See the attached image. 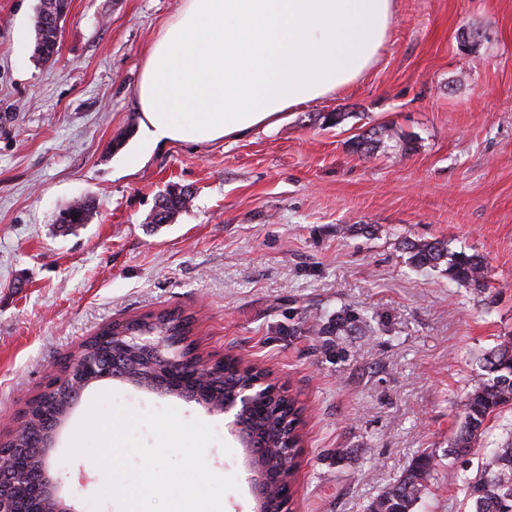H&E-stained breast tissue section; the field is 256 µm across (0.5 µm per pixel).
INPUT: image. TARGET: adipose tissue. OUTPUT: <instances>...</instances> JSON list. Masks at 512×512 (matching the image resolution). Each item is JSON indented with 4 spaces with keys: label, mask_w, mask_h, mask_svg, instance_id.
<instances>
[{
    "label": "adipose tissue",
    "mask_w": 512,
    "mask_h": 512,
    "mask_svg": "<svg viewBox=\"0 0 512 512\" xmlns=\"http://www.w3.org/2000/svg\"><path fill=\"white\" fill-rule=\"evenodd\" d=\"M396 0H182L138 83L144 146L208 143L276 126L376 62Z\"/></svg>",
    "instance_id": "ef3b65f1"
}]
</instances>
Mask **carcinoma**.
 Listing matches in <instances>:
<instances>
[{"mask_svg":"<svg viewBox=\"0 0 512 512\" xmlns=\"http://www.w3.org/2000/svg\"><path fill=\"white\" fill-rule=\"evenodd\" d=\"M34 54L37 59L47 61L53 58L59 49L58 29L49 23L34 20ZM391 128L381 126L368 135L357 138L353 150L360 154H369L374 144L390 136ZM192 193L181 189L177 193L167 192L158 202V211L152 223L169 222L180 211L188 208ZM67 220L59 227L70 229L76 224L88 223L92 205L88 200L70 204L61 209ZM411 263L417 268L436 267L447 256L442 243L415 242L406 243ZM485 259L478 253L459 252L453 255L448 265V274L456 282L471 287L477 294L486 293ZM359 321L358 315L346 311L338 312L320 328L325 336H338L352 329ZM192 317L176 311H164L146 314L127 322V329L148 328L175 340H182L191 332ZM112 344V349L126 355L132 364L126 372V378L145 381L162 389L167 394L184 398H194L204 406L217 400L232 402L246 383L257 378H266L267 372L253 365H242L235 358L211 363L202 356L184 348V362L175 371L157 362L152 357L128 344V339L112 333V326L106 325L80 347V354L90 355L102 343ZM487 378L481 380L469 392L462 404L461 419L448 448V454L465 456L480 445L487 431V422L500 409L512 404V343L499 344L484 358ZM208 370L213 379L208 385L200 383L195 377L196 370ZM67 367L58 370L54 383L57 387L33 398L28 403L24 421L27 437L37 439L46 429L50 418L67 415L74 402L68 392ZM301 408L294 397L278 392L263 397L257 404L237 415L239 432L253 445L263 449L261 455L254 458L256 468L265 471L268 476L286 475L294 478L296 457L301 437ZM5 465L20 463L28 471L32 480L41 476L42 460L35 454L13 456L11 453L0 455ZM432 472V457L420 454L414 458L409 469L399 482L387 489L368 506V512H412L413 506L427 489ZM473 512H506L512 508V445L493 452L483 458L480 470L468 482ZM20 512H50V504L33 501L32 489L18 488L14 492Z\"/></svg>","mask_w":512,"mask_h":512,"instance_id":"obj_1","label":"carcinoma"}]
</instances>
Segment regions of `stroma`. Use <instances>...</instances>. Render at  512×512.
<instances>
[{"label":"stroma","mask_w":512,"mask_h":512,"mask_svg":"<svg viewBox=\"0 0 512 512\" xmlns=\"http://www.w3.org/2000/svg\"><path fill=\"white\" fill-rule=\"evenodd\" d=\"M39 4L0 0V416L103 326L177 309L201 351L263 366L304 404L291 512H367L422 453L432 478L413 512H469L467 479L512 442L507 406L472 454L448 455L485 355L512 336V0H396L351 87L234 141L157 145L135 168L144 53L181 0H71L46 62L16 38ZM382 125L392 138L353 151ZM175 184L191 206L152 224ZM80 199L91 220L59 232ZM435 240L485 257L493 303L411 264L406 242ZM345 309L355 331L318 334ZM104 394L215 425L208 464L239 484L224 512H253L228 416L120 378L88 386L57 431L50 473L74 512H121L92 507L106 475L68 454Z\"/></svg>","instance_id":"stroma-1"}]
</instances>
